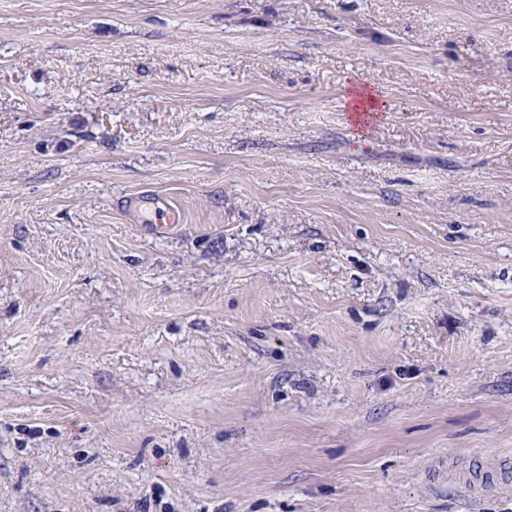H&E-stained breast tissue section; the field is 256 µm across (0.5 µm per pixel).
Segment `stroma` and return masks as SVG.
I'll return each mask as SVG.
<instances>
[{"instance_id": "stroma-1", "label": "stroma", "mask_w": 512, "mask_h": 512, "mask_svg": "<svg viewBox=\"0 0 512 512\" xmlns=\"http://www.w3.org/2000/svg\"><path fill=\"white\" fill-rule=\"evenodd\" d=\"M481 466L512 0H0V512H512ZM384 104L380 91L361 85H354L345 99V106L349 112H352L350 119L354 123L359 122L360 112H381ZM148 198L157 201V203L152 202L153 209L151 213L147 217H144L139 211L137 215L132 216L131 220L133 222L136 224H145L159 234L168 233L179 226L178 224H183L184 218L179 208L161 198L153 196ZM158 203L160 205H158Z\"/></svg>"}]
</instances>
